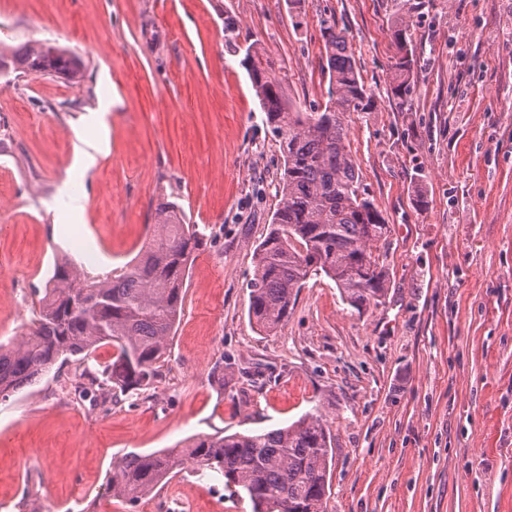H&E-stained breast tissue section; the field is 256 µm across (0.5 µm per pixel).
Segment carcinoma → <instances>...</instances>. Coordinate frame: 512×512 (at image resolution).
<instances>
[{"mask_svg": "<svg viewBox=\"0 0 512 512\" xmlns=\"http://www.w3.org/2000/svg\"><path fill=\"white\" fill-rule=\"evenodd\" d=\"M413 19L404 13L391 26L395 53L390 92L399 108L411 105L415 51ZM328 79L327 101L304 112L285 94L264 65L258 41L245 49L243 64L266 114L268 132L282 156L280 203L266 237L253 250L248 284L250 322L262 332L287 318L307 280L330 279L347 305L361 310L379 301L388 274L377 244L388 222L371 198L359 191L360 173L350 150L346 112H371L375 100L357 68L336 20L319 19ZM83 78L82 59L50 42L0 50V71ZM203 246L196 225L185 223L174 202L159 203L147 245L105 276H92L69 260L55 264L38 294L27 332L18 342H0V396L7 398L48 376L55 366L78 363L74 390L85 396L109 386L126 394L148 388L159 377L169 338L182 316L189 268ZM103 346L112 362L88 366ZM330 422L307 413L292 424L264 432L201 434L181 450L130 452L112 468V497L134 506L158 485L187 467L216 472L224 486L250 501L252 512H325L331 493Z\"/></svg>", "mask_w": 512, "mask_h": 512, "instance_id": "cac0c4a2", "label": "carcinoma"}]
</instances>
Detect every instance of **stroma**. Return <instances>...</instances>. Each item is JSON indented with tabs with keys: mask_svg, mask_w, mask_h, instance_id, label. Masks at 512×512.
Segmentation results:
<instances>
[{
	"mask_svg": "<svg viewBox=\"0 0 512 512\" xmlns=\"http://www.w3.org/2000/svg\"><path fill=\"white\" fill-rule=\"evenodd\" d=\"M404 12L418 61L407 111L389 93ZM228 13L305 111L327 99L320 16L344 32L375 94L344 121L389 224L379 303L355 310L318 277L277 331L250 323L282 158ZM300 21L287 0H0V44L55 40L85 63L78 83L0 73V341L17 332L13 296L35 300L55 260L93 276L130 260L161 198L204 240L150 388L114 392L105 412L102 392L73 400L70 363L0 399V512H128L108 482L124 454L308 412L332 424L325 512H512V0H303ZM95 111L108 145L83 173L74 131ZM73 196L81 219L55 222ZM177 492L192 512H252L193 471L150 500Z\"/></svg>",
	"mask_w": 512,
	"mask_h": 512,
	"instance_id": "stroma-1",
	"label": "stroma"
}]
</instances>
